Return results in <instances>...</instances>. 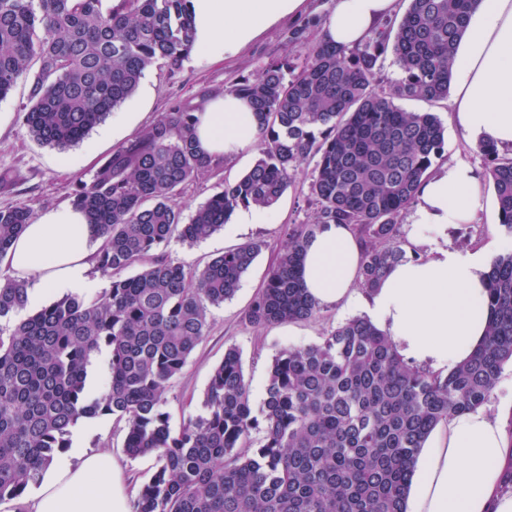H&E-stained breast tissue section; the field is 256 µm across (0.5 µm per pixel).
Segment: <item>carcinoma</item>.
Wrapping results in <instances>:
<instances>
[{"label": "carcinoma", "mask_w": 512, "mask_h": 512, "mask_svg": "<svg viewBox=\"0 0 512 512\" xmlns=\"http://www.w3.org/2000/svg\"><path fill=\"white\" fill-rule=\"evenodd\" d=\"M473 0H410L397 26L362 46L312 47L297 74L274 60L231 92L250 99L261 156L240 178L183 217L182 187L219 167L195 141L199 105L177 100L112 150L72 204L103 241L95 270L111 278L94 297L67 295L26 311L24 282L0 286V501L38 485L69 447L80 419H125L131 457L159 467L135 512H407L421 448L455 412L481 407L512 363V250L490 266L485 341L443 375L407 363L367 317L347 320L316 344L280 353L254 414L239 349L212 371L203 412L171 428L165 392L210 330L209 310L237 292L266 249L252 241L191 270L159 252L176 237L193 245L224 229L240 206H274L301 164L318 210L288 226L267 279L245 311L252 328L312 320L320 307L301 287L303 250L323 224H348L362 243L359 287L377 288L405 259L397 224L443 157L445 129L432 112L397 101L448 97L456 43ZM190 0H0V99L26 77L22 122L43 146L80 143L135 92L149 67L182 69L194 40ZM391 51L402 72L376 83ZM500 228L512 237V158L485 143ZM33 218L0 209V258ZM135 267L129 276L123 272ZM109 352L107 380L87 391L93 355Z\"/></svg>", "instance_id": "carcinoma-1"}]
</instances>
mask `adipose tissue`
Here are the masks:
<instances>
[{
	"label": "adipose tissue",
	"mask_w": 512,
	"mask_h": 512,
	"mask_svg": "<svg viewBox=\"0 0 512 512\" xmlns=\"http://www.w3.org/2000/svg\"><path fill=\"white\" fill-rule=\"evenodd\" d=\"M307 0H191L199 61L239 55L283 20L297 17ZM397 9V0H333L322 37L352 48L372 37ZM453 111L473 143L512 150V0H476L455 50ZM200 150L211 158L244 157L258 141L254 109L230 92L211 97L196 113ZM483 174L455 159L425 178L409 217V236L423 257L393 266L379 288L358 292L361 246L351 229L326 224L307 244L302 281L320 305L356 307L385 331L406 360L448 372L485 336L488 258L448 245L447 230L473 223L488 201ZM97 230L74 206L40 212L15 239L0 270L28 288V310L66 294L99 286L91 256ZM512 461V437L484 410L452 414L420 455L408 512H512V495L498 492ZM28 512H130L122 473L110 452L83 454L78 466L51 464Z\"/></svg>",
	"instance_id": "ef3b65f1"
}]
</instances>
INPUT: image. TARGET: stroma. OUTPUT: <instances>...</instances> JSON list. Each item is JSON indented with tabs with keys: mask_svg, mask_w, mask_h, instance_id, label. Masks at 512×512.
I'll list each match as a JSON object with an SVG mask.
<instances>
[{
	"mask_svg": "<svg viewBox=\"0 0 512 512\" xmlns=\"http://www.w3.org/2000/svg\"><path fill=\"white\" fill-rule=\"evenodd\" d=\"M333 0H308L307 9L292 21L279 23L256 38L235 58L216 62L187 59L177 73H170L160 63L147 70L135 94L122 104L125 112L144 113L153 121L165 112L176 98H186L199 91L224 92L245 78H254L269 62L287 60L292 72L305 65L310 46L316 42L322 19ZM303 30L302 38H294L295 30ZM29 83L19 80L8 97L0 101V171H14L17 181L10 187L0 186V209L25 205L39 212L71 201L77 178H89L99 163L111 154V141L99 140L90 132L79 145L58 150L32 140L22 124L21 112L27 102ZM400 106L407 111L433 112L445 127L444 159H465L484 166L480 152L474 149L456 127L451 99L428 102L404 99ZM256 153L224 162L218 169L188 182L180 195L185 214L221 191L225 181L242 176L256 160ZM314 160L305 161L293 183L282 195L276 208L277 220L272 224H230L225 231L206 241L189 246L171 239L163 248L172 261L192 268L203 266L216 254L253 240L267 242L268 247L255 260L242 279L235 296L211 312V328L205 339L189 357L181 374L165 393V409L172 427H180L189 415L199 413V400L213 367L224 358L228 346H237L242 353L243 371L250 386L253 407H261L270 366L283 350L300 348L321 341L339 324L351 319V312L336 307L322 308L310 321H298L254 329L242 317L263 287L270 264L285 241L284 228L289 224H308L314 219L317 206L309 185L314 175ZM502 235L497 210L488 206L474 223L456 224L448 228L449 245L470 251H482L488 257L500 252ZM126 426L115 416H102L80 421L70 430V448L60 457L70 465H78L80 452L110 451L127 478L129 494H137L156 471L153 456L132 458L126 455L123 443Z\"/></svg>",
	"mask_w": 512,
	"mask_h": 512,
	"instance_id": "obj_1",
	"label": "stroma"
}]
</instances>
